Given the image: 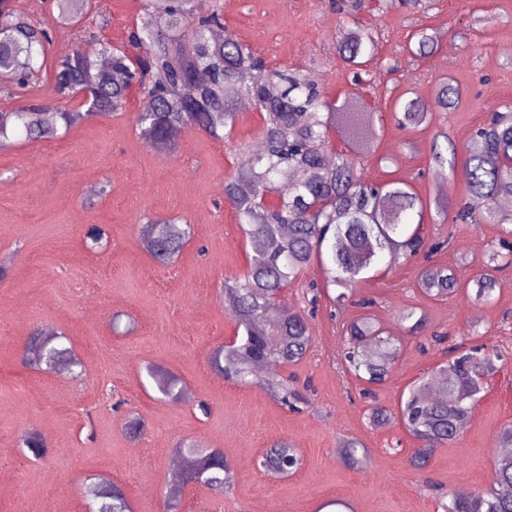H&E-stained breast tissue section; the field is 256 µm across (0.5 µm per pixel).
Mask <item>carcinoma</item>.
<instances>
[{
	"label": "carcinoma",
	"mask_w": 512,
	"mask_h": 512,
	"mask_svg": "<svg viewBox=\"0 0 512 512\" xmlns=\"http://www.w3.org/2000/svg\"><path fill=\"white\" fill-rule=\"evenodd\" d=\"M85 0H57L61 22L72 23L82 15ZM142 23L129 32L130 44L141 50L131 57L123 49L92 47L53 64L56 93L67 98L74 87L86 90L79 106L56 107L55 122L45 117V107L28 105L0 110V149L13 140H46L58 137L85 122L109 119L126 108L133 89L140 102L133 119L140 134L166 151L179 146L185 126H195L215 139L232 132L240 99L251 101L260 114V149L242 154L223 194L234 208L247 241L255 245L249 267L241 278L224 282V308L237 323L239 335L230 347L218 351L213 368L227 381L251 382L261 365H294L311 345L307 316L288 308L281 295L312 263L326 270V286L343 289L334 302L348 300V292L361 276L419 255L442 250L446 243H430L423 234L424 203L409 181L391 179L365 183L357 176L353 158L364 146L355 123L357 103L342 104L327 97L323 87L292 68H272L250 79L258 54L231 32L216 41L213 31L223 26L217 9L208 12L198 0H141ZM50 32L47 23L18 12L11 0H0V63L19 74L38 73L46 65ZM372 32L359 24L341 33L338 54L347 64L359 67L361 58L374 48ZM460 89L451 83L437 88L434 106H455ZM428 113L416 100L400 105L395 120L401 128H415ZM344 144L337 150L333 135ZM512 108L495 111L477 128L462 166L469 196L457 217L470 224L512 223V213L494 203L512 197ZM428 169L437 178L457 172L456 151L444 155L438 144L431 148ZM291 171L288 190H280L277 178ZM190 224L174 219H153L143 225L139 242L157 263L169 264L192 236ZM489 248L486 267L479 279L464 282L457 271L436 264L424 265L418 285L432 297L465 293L476 303L490 302L495 290L494 272L512 265V229ZM92 251L102 250L108 234L99 224L85 228ZM396 320L410 334L426 325L425 314L407 306ZM63 335L50 326L35 328L23 347L21 362L30 370L46 372L68 363L76 364L71 351L59 343ZM401 341L382 328L368 312L346 326L342 355L345 371L369 386L389 378L400 355ZM499 370L484 346L450 357L428 376L414 381L400 406L401 420L421 442L411 457L423 468L439 447L452 444L465 428L482 391L480 378ZM281 403L296 409L303 397L282 383L275 372L265 376ZM23 444L35 457L45 453V442L27 431ZM343 458L356 467L367 456L356 439L342 442ZM183 482H200L217 495L232 485L230 464L217 452L201 448L178 450ZM261 465L271 472L291 473L301 459L286 441H277L262 455ZM87 512H130L124 489L110 480L85 487ZM443 512H512V462L500 461L489 488L467 497L450 496Z\"/></svg>",
	"instance_id": "1"
}]
</instances>
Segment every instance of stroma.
<instances>
[{
  "mask_svg": "<svg viewBox=\"0 0 512 512\" xmlns=\"http://www.w3.org/2000/svg\"><path fill=\"white\" fill-rule=\"evenodd\" d=\"M204 0L220 6L224 25L250 44L267 67L310 72L329 97L363 103L371 148L358 155L367 183L409 180L425 204L423 232L447 240L434 263L465 269L466 280L485 273L483 255L501 234L495 224L442 220L436 200L468 197L461 175H427L432 142L452 141L464 153L473 130L493 111L512 105V0H418L392 8L367 0ZM13 0L23 13L50 20L49 60L83 49L89 36L125 46L139 24L141 0H88L80 27L56 22L53 0ZM376 42L361 69L345 64L337 37L352 22ZM434 36L435 50L416 55V34ZM451 82L462 96L453 109H434L438 85ZM431 105L428 120L398 128L391 114L407 99ZM82 124L59 138L17 141L0 150V512H86L82 482L102 477L122 484L131 512H441L443 498L487 489L499 457V430L512 423V266L497 271L489 304L467 295L437 299L418 286L419 261L402 260L354 288L352 303L320 297L310 319L312 343L285 379L307 386L309 404L293 412L252 385L213 371L209 359L236 323L224 309L225 280L242 276L252 254L225 202L222 186L240 147L259 142L260 115L240 110L229 138L189 128L177 152L147 145L130 115ZM153 216L187 220L194 236L173 263H155L139 243ZM105 226V253L89 251L84 228ZM372 299L374 318L402 339L378 404L396 410L401 394L443 359L441 348L421 347L404 334L395 313L417 307L429 331L446 344L486 345L501 369L452 446L434 451L416 470L418 442L399 418L369 424L360 382L341 360L347 325ZM63 333L80 361L67 379L24 368L21 349L33 328ZM155 367L179 378V400L165 398L148 376ZM143 418L132 435L128 422ZM44 438L41 458L24 455L20 439ZM357 438L368 450L361 468L343 464L339 444ZM297 448L301 467L288 476L264 470L263 451L280 440ZM195 440L218 448L234 481L223 497L199 484H175L176 445Z\"/></svg>",
  "mask_w": 512,
  "mask_h": 512,
  "instance_id": "1",
  "label": "stroma"
}]
</instances>
